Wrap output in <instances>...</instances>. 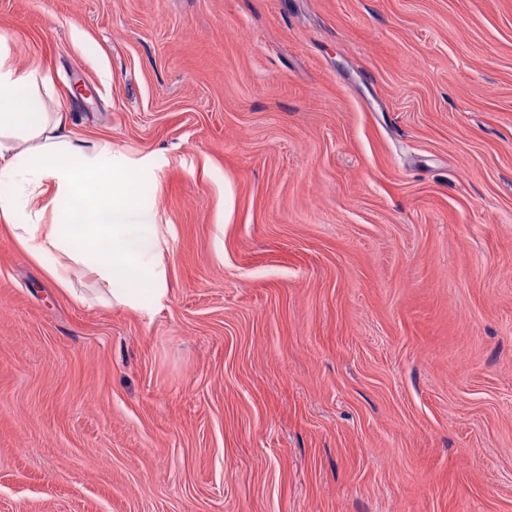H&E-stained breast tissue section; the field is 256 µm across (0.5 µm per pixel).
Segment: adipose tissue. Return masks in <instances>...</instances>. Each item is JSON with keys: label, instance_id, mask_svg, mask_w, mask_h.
<instances>
[{"label": "adipose tissue", "instance_id": "1", "mask_svg": "<svg viewBox=\"0 0 512 512\" xmlns=\"http://www.w3.org/2000/svg\"><path fill=\"white\" fill-rule=\"evenodd\" d=\"M0 40V222L60 287L73 269L110 285V305L142 308L167 293L153 208L136 192V166L110 147L89 150L74 138L65 105L39 111V73H18ZM55 220L43 223L46 210Z\"/></svg>", "mask_w": 512, "mask_h": 512}]
</instances>
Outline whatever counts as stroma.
<instances>
[{"label":"stroma","instance_id":"stroma-1","mask_svg":"<svg viewBox=\"0 0 512 512\" xmlns=\"http://www.w3.org/2000/svg\"><path fill=\"white\" fill-rule=\"evenodd\" d=\"M0 37L139 167L169 288L71 295L0 232V512H512V0H0Z\"/></svg>","mask_w":512,"mask_h":512}]
</instances>
